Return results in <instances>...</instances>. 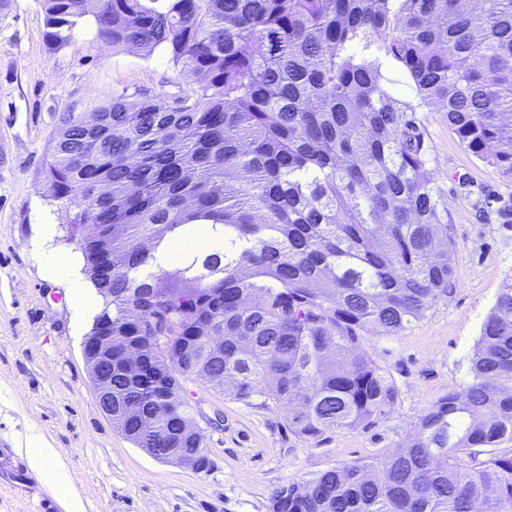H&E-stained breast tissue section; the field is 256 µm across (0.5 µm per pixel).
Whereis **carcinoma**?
I'll use <instances>...</instances> for the list:
<instances>
[{
	"mask_svg": "<svg viewBox=\"0 0 512 512\" xmlns=\"http://www.w3.org/2000/svg\"><path fill=\"white\" fill-rule=\"evenodd\" d=\"M38 2L50 50L91 26L195 83L68 113L41 172L112 322L113 423L201 469L186 381L288 406L302 441L388 416L399 389L361 333L396 336L457 287L419 113L512 171V0ZM199 228L221 247L152 269ZM469 375L403 448L279 487L269 512H512V278Z\"/></svg>",
	"mask_w": 512,
	"mask_h": 512,
	"instance_id": "carcinoma-1",
	"label": "carcinoma"
}]
</instances>
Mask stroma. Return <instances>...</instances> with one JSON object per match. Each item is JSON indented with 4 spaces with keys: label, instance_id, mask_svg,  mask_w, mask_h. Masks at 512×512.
Wrapping results in <instances>:
<instances>
[{
    "label": "stroma",
    "instance_id": "stroma-1",
    "mask_svg": "<svg viewBox=\"0 0 512 512\" xmlns=\"http://www.w3.org/2000/svg\"><path fill=\"white\" fill-rule=\"evenodd\" d=\"M44 33L37 0L0 5V512H62L17 452L31 431L59 449L85 512H268L279 487L383 461L441 397L467 385L481 327L512 277V173L474 156L446 117L428 112L425 139L454 229L458 286L401 334H363L362 348L399 388L394 411L303 442L286 428L287 407L247 405L189 381L202 419L220 422L201 429L208 470L156 459L126 439L98 406L67 289L43 280L30 254L33 224L66 233L38 172L66 113L93 114L124 92L171 101L190 79L161 50L115 48L85 28L52 52Z\"/></svg>",
    "mask_w": 512,
    "mask_h": 512
}]
</instances>
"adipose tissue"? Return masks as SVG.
Listing matches in <instances>:
<instances>
[{"instance_id": "adipose-tissue-1", "label": "adipose tissue", "mask_w": 512, "mask_h": 512, "mask_svg": "<svg viewBox=\"0 0 512 512\" xmlns=\"http://www.w3.org/2000/svg\"><path fill=\"white\" fill-rule=\"evenodd\" d=\"M32 253L45 280L65 285L70 290L73 296L72 325L80 327L85 317L97 309L96 297L81 272V259L57 247L56 227L48 222L37 225ZM18 451L31 472L52 491L64 512H84L60 452L43 435L29 434Z\"/></svg>"}]
</instances>
